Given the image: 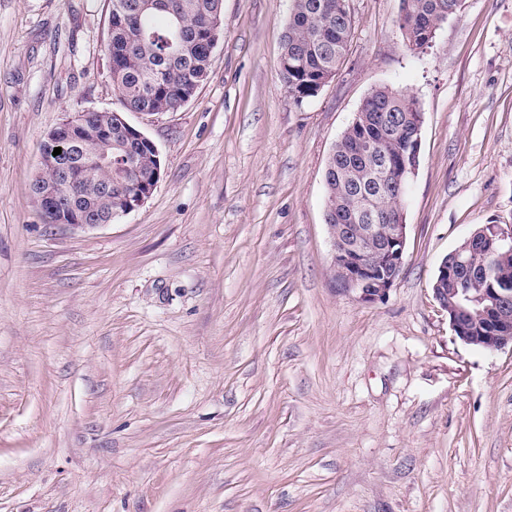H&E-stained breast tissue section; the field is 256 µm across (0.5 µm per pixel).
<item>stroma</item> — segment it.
Here are the masks:
<instances>
[{
  "label": "stroma",
  "mask_w": 512,
  "mask_h": 512,
  "mask_svg": "<svg viewBox=\"0 0 512 512\" xmlns=\"http://www.w3.org/2000/svg\"><path fill=\"white\" fill-rule=\"evenodd\" d=\"M335 77L279 80L290 0H223L208 76L130 112L160 179L119 220L45 223L42 144L119 110L110 0H0V512H512V349L453 333L441 261L512 226V0L411 49L349 0ZM417 98L420 165L384 300L342 289L324 172L363 99Z\"/></svg>",
  "instance_id": "obj_1"
}]
</instances>
